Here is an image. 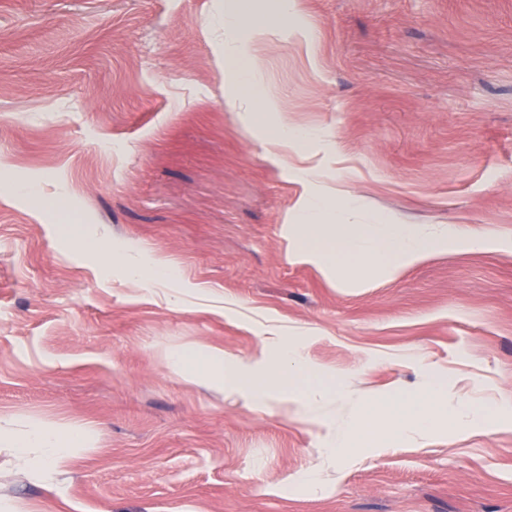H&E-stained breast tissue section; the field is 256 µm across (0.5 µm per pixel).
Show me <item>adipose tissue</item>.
Returning <instances> with one entry per match:
<instances>
[{
    "mask_svg": "<svg viewBox=\"0 0 512 512\" xmlns=\"http://www.w3.org/2000/svg\"><path fill=\"white\" fill-rule=\"evenodd\" d=\"M220 18L224 22V63L231 66L233 81L224 104L238 114L246 130L261 132L273 163H287L289 151L302 150L317 133L282 120V103L261 87L260 61L252 45L240 36L245 27L253 36L263 35L274 18L254 13L251 0H224ZM324 177V171L315 167L301 172L302 180L316 191L306 198L289 226L295 243L293 256L299 260L340 273L352 268L363 274L394 271L458 247L481 251L494 244L488 236L433 235L418 225L368 210L361 211V219H353V212L359 209L356 199L342 188L343 174H336L334 184L328 186ZM119 260L133 282L166 286L177 281L171 264L163 257L130 248L120 251ZM90 440L91 432L83 426L33 420L18 430L10 418L0 416V447L11 449L18 465L38 468L48 479L68 465L74 449L87 447Z\"/></svg>",
    "mask_w": 512,
    "mask_h": 512,
    "instance_id": "adipose-tissue-1",
    "label": "adipose tissue"
}]
</instances>
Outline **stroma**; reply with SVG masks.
<instances>
[{"mask_svg":"<svg viewBox=\"0 0 512 512\" xmlns=\"http://www.w3.org/2000/svg\"><path fill=\"white\" fill-rule=\"evenodd\" d=\"M219 7L0 0V415L93 434L50 483L0 447V512H512V415L334 460L288 397L255 408L162 355L296 336L357 391H419L429 364L512 397V0H288L309 27L262 36L261 80L319 136L285 168L224 105ZM310 165L501 246L337 282L291 257ZM130 244L179 303L110 263Z\"/></svg>","mask_w":512,"mask_h":512,"instance_id":"35a3bbf8","label":"stroma"}]
</instances>
